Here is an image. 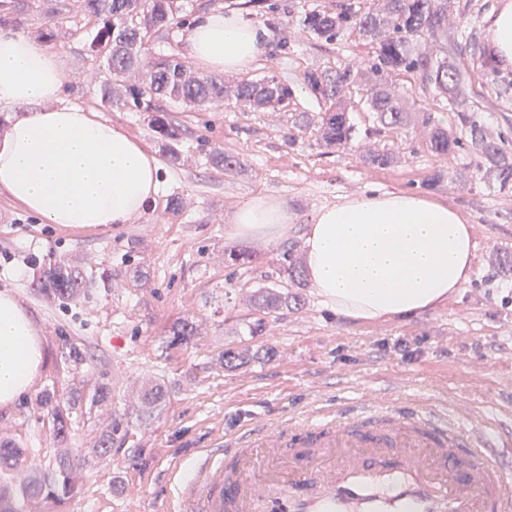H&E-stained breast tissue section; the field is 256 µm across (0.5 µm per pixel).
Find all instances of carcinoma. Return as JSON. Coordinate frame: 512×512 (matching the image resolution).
<instances>
[{
  "label": "carcinoma",
  "instance_id": "carcinoma-1",
  "mask_svg": "<svg viewBox=\"0 0 512 512\" xmlns=\"http://www.w3.org/2000/svg\"><path fill=\"white\" fill-rule=\"evenodd\" d=\"M47 21L40 28L42 38L53 43L62 37L74 39L86 47L94 61L93 81L97 100L103 105L117 101L133 112L146 113L156 138L170 160L179 159L178 145L188 129L177 123L170 112H207L217 110L224 101L233 99L254 111L289 107L292 89L274 77L242 82L234 87L214 75L188 71L186 58L176 47L171 52L145 61L154 38H169L174 29L186 26L180 0H73V10L80 20L56 22L53 0H45ZM25 5L17 0L0 3V27H17ZM303 31L314 39L332 43L336 35L355 28L359 35L378 45L372 62L383 77L392 73H421L424 84L435 91L436 106L454 113V125L446 126L427 109L420 116L426 135L422 146L431 154L446 157L466 145L477 156V171L493 173L501 191L512 189V152L503 145L485 139L479 113L512 100V79L498 76L490 68L487 75L495 85V98L473 99L467 96L465 68L443 58L435 66L429 58L416 52L415 38L425 35L438 44L445 54L461 52L458 28L448 25V0H387L382 11H372L349 3L339 12L312 9L304 13ZM303 82L324 108L320 112H300L293 115L292 125L301 134L310 132L317 144L327 150L353 149L355 124L350 113L361 109L370 113L371 126L364 135L387 137L399 135L407 127V112L401 96L382 81L355 101L342 95L352 83V71L343 68L335 72L310 69ZM211 163L231 170L240 164L238 157L221 149L209 153ZM279 270L293 280L301 278L302 270L291 251L277 259ZM110 282L105 270L80 269L64 262L40 267L32 286L40 292L68 305L89 295L90 289ZM250 301L255 310L270 314L288 305V295L269 287L253 292ZM195 333L194 323L184 319L171 329V343L183 344ZM48 416L54 437L64 442L71 436L70 410L51 391L39 399ZM129 420L116 417L109 430L97 443L100 452L107 453L116 442L126 440ZM24 449L14 442H0V512H23V503L31 498H43L56 504L78 493L72 478V466L59 460L56 469L38 475L6 498L3 485L7 472Z\"/></svg>",
  "mask_w": 512,
  "mask_h": 512
}]
</instances>
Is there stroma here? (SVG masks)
<instances>
[{"mask_svg": "<svg viewBox=\"0 0 512 512\" xmlns=\"http://www.w3.org/2000/svg\"><path fill=\"white\" fill-rule=\"evenodd\" d=\"M345 2L183 0V13L192 22L213 13L253 21L264 30V42L225 82L272 76L292 87L293 110L316 112L320 104L303 82L305 71L351 67L354 82L345 93L355 98L378 81L370 68L376 44L353 30L325 44L294 25L303 10L336 11ZM503 2L473 0L470 12L453 7L448 17L460 21L465 39L486 49L488 22ZM47 51L68 77L62 103L121 126L160 153L142 113L97 102L91 61L80 43L61 39ZM178 118L191 130L180 144V161H161L163 194L129 223L44 224L0 190V290H11L26 308L45 350L40 378L13 410L0 411V441L24 448L33 475L51 472L70 449L86 456L73 464L76 496L60 509L45 503L43 512H166L169 471L188 468L199 449L316 404L365 395L405 401L437 390L478 408L512 411V193H494L473 154L431 155L412 124L401 135L368 139L369 147L395 156L393 165L375 168L355 152L327 151L307 134L289 144L292 120L284 111L255 112L229 101L218 111ZM214 148L233 152L239 166L212 165ZM373 192L432 197L471 226V279L447 302L402 319L355 321L324 308L311 280L299 283L278 272L284 250L305 262V233L320 209ZM174 197L181 205L176 213L168 209ZM259 197L286 210L282 237L246 239L233 232L235 213ZM232 245L254 252L250 271L225 266L224 250ZM60 259L107 269L112 280L79 303L61 306L32 286L40 266ZM135 264L147 271L146 283L129 278L126 268ZM267 281L298 297L299 305L258 313L249 297ZM181 318L194 319L196 333L187 343L170 344L168 331ZM72 344L84 350L83 363L69 360ZM227 351L234 352L233 362H224ZM466 359L481 361V368L468 371ZM103 381L112 385L111 398L92 401ZM156 383L165 386V399L143 414V392ZM47 388L63 402L72 393L81 396L63 443L54 442L37 401ZM121 415L135 422L125 443L96 454L97 439Z\"/></svg>", "mask_w": 512, "mask_h": 512, "instance_id": "1", "label": "stroma"}]
</instances>
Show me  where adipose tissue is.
<instances>
[{
	"instance_id": "1",
	"label": "adipose tissue",
	"mask_w": 512,
	"mask_h": 512,
	"mask_svg": "<svg viewBox=\"0 0 512 512\" xmlns=\"http://www.w3.org/2000/svg\"><path fill=\"white\" fill-rule=\"evenodd\" d=\"M265 33L242 16L203 18L189 53L206 75L241 70ZM66 76L39 43L0 29V109L13 112L0 138V188L51 224H125L163 192L156 156L84 109L61 104ZM288 216L260 197L238 211L237 234L272 238ZM308 272L323 305L363 321L410 316L463 288L473 236L459 215L431 199L373 193L322 209L305 239ZM44 349L27 311L0 291V409L17 405L38 378Z\"/></svg>"
}]
</instances>
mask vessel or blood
I'll return each instance as SVG.
<instances>
[{"instance_id": "b4317fda", "label": "vessel or blood", "mask_w": 512, "mask_h": 512, "mask_svg": "<svg viewBox=\"0 0 512 512\" xmlns=\"http://www.w3.org/2000/svg\"><path fill=\"white\" fill-rule=\"evenodd\" d=\"M511 447L460 401L360 399L207 449L172 512H512Z\"/></svg>"}]
</instances>
